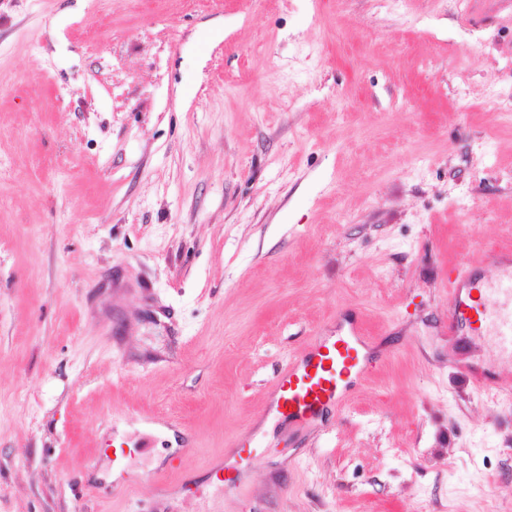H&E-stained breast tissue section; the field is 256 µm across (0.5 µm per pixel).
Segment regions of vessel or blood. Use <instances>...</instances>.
<instances>
[{"instance_id": "1", "label": "vessel or blood", "mask_w": 512, "mask_h": 512, "mask_svg": "<svg viewBox=\"0 0 512 512\" xmlns=\"http://www.w3.org/2000/svg\"><path fill=\"white\" fill-rule=\"evenodd\" d=\"M495 274L477 266L455 265L448 278V331L490 338L497 360L512 366V253L494 258ZM369 343L359 320L317 337L289 359L271 381L270 410L299 430L342 404L370 369Z\"/></svg>"}]
</instances>
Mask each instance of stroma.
I'll use <instances>...</instances> for the list:
<instances>
[{
	"mask_svg": "<svg viewBox=\"0 0 512 512\" xmlns=\"http://www.w3.org/2000/svg\"><path fill=\"white\" fill-rule=\"evenodd\" d=\"M508 248L512 0H0V512H512L446 331ZM341 315L371 373L269 425Z\"/></svg>",
	"mask_w": 512,
	"mask_h": 512,
	"instance_id": "1",
	"label": "stroma"
}]
</instances>
